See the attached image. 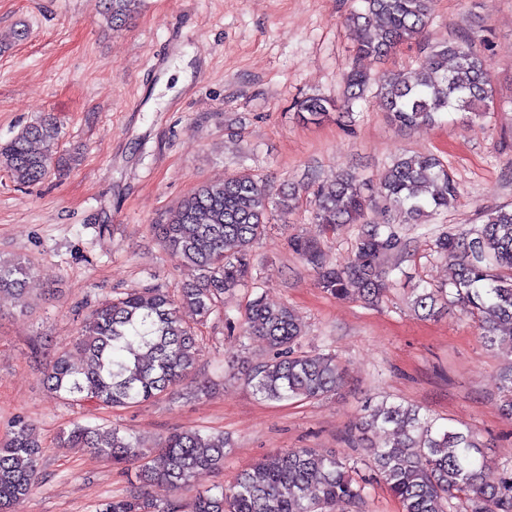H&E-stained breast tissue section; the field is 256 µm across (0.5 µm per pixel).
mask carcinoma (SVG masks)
I'll return each instance as SVG.
<instances>
[{
  "mask_svg": "<svg viewBox=\"0 0 512 512\" xmlns=\"http://www.w3.org/2000/svg\"><path fill=\"white\" fill-rule=\"evenodd\" d=\"M142 2L103 0L106 23L123 27ZM360 2L345 21L352 63L343 75V100L306 97L297 103L303 119L319 121L331 111L352 107L371 91L399 127L432 125L452 112L477 116L493 107L487 62L465 42L436 47L406 73L359 68V60L387 57L434 20L433 0ZM59 136L55 117L39 118L0 143V167L20 185L63 174L71 157L52 153ZM383 189L387 208L401 223L364 225L346 261L332 262L314 240L291 241L316 273L319 287L338 299L378 302L389 288L388 261L406 247L402 225L427 222L447 210L458 194L448 166L433 154L396 158L383 177ZM313 194L314 219L326 227L357 224L371 207L355 173H339ZM297 203L296 188L273 193L249 169L199 185L156 224L160 243L194 272L193 279L174 293L134 289L92 309L74 340L83 363L72 364L63 351L47 366L44 381L64 401L111 408L148 402L179 387L200 397L207 386L198 379L199 326L222 319L238 328L239 338L257 337L273 352L248 374L261 398L318 399L336 391L343 378L336 356L298 350L301 327L290 308L272 306L257 295L240 321L224 314V295L258 284L254 245L274 216L288 213ZM434 246L437 256L457 269L446 288H415L414 310L434 318L451 304L481 319L486 343L507 358L499 390L501 409L511 417L512 207H495L469 236L448 231ZM32 272L23 261L0 260V292L10 291L28 306L25 284ZM382 429L388 438L367 445L369 462L400 512H512V463L501 464L498 481L486 482L484 442L467 425L444 427L410 404L383 401L362 418L361 441ZM57 447L129 466L143 487L163 483L179 491L200 471L224 469V435L198 429L170 432L158 447L146 449L128 431L75 422L60 432ZM40 455L32 425L16 421L0 444V512H17L37 487ZM365 494V484L352 476L346 461L315 448H292L265 456L256 473L243 471L228 488L198 493L186 507L177 498L157 500L143 493L100 503L96 512H327L338 502L354 507Z\"/></svg>",
  "mask_w": 512,
  "mask_h": 512,
  "instance_id": "1",
  "label": "carcinoma"
}]
</instances>
